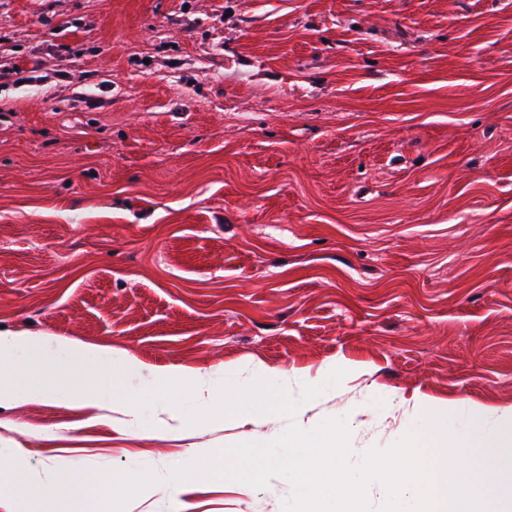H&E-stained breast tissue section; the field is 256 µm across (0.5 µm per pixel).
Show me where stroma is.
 Segmentation results:
<instances>
[{
    "instance_id": "stroma-1",
    "label": "stroma",
    "mask_w": 512,
    "mask_h": 512,
    "mask_svg": "<svg viewBox=\"0 0 512 512\" xmlns=\"http://www.w3.org/2000/svg\"><path fill=\"white\" fill-rule=\"evenodd\" d=\"M0 326L247 384L340 386L293 418L172 435L0 406L30 470L166 476L288 424L354 455L428 404L512 409V0H0ZM190 480L124 512H283Z\"/></svg>"
}]
</instances>
